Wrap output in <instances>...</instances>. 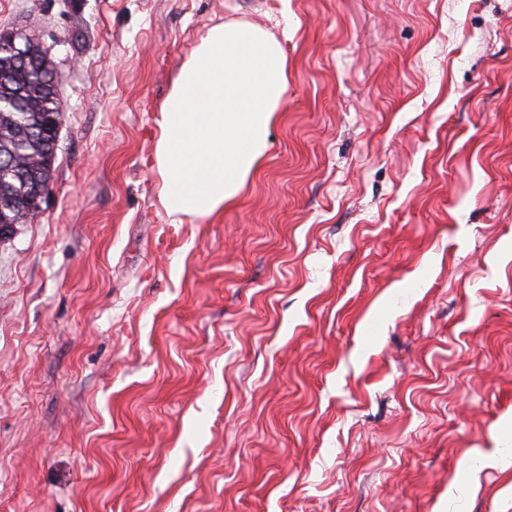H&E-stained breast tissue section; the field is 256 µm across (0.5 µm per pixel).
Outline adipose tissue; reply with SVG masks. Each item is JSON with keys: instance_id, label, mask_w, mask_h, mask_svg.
Here are the masks:
<instances>
[{"instance_id": "ef3b65f1", "label": "adipose tissue", "mask_w": 512, "mask_h": 512, "mask_svg": "<svg viewBox=\"0 0 512 512\" xmlns=\"http://www.w3.org/2000/svg\"><path fill=\"white\" fill-rule=\"evenodd\" d=\"M288 89L273 34L210 27L182 63L156 120L159 199L172 223L207 220L241 196L268 149Z\"/></svg>"}]
</instances>
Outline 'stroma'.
<instances>
[{"label": "stroma", "instance_id": "obj_1", "mask_svg": "<svg viewBox=\"0 0 512 512\" xmlns=\"http://www.w3.org/2000/svg\"><path fill=\"white\" fill-rule=\"evenodd\" d=\"M288 91L171 223L155 122L218 23ZM63 105L0 240V512H512V0H0Z\"/></svg>", "mask_w": 512, "mask_h": 512}]
</instances>
